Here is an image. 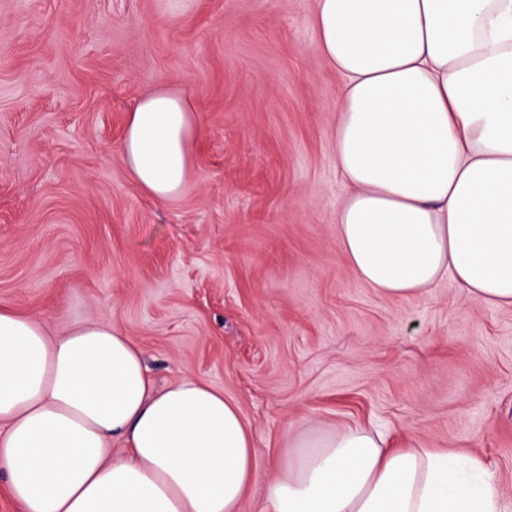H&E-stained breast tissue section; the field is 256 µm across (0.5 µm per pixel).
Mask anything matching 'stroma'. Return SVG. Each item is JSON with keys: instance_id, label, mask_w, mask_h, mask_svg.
I'll list each match as a JSON object with an SVG mask.
<instances>
[{"instance_id": "1", "label": "stroma", "mask_w": 512, "mask_h": 512, "mask_svg": "<svg viewBox=\"0 0 512 512\" xmlns=\"http://www.w3.org/2000/svg\"><path fill=\"white\" fill-rule=\"evenodd\" d=\"M315 0H0V305L56 332L104 318L158 387L235 401L269 512L288 422L375 425L480 459L512 512V308L446 278L419 299L359 281L336 238L341 78ZM196 116L192 173L158 202L125 120L159 85Z\"/></svg>"}]
</instances>
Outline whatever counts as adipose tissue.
<instances>
[{
  "label": "adipose tissue",
  "instance_id": "1",
  "mask_svg": "<svg viewBox=\"0 0 512 512\" xmlns=\"http://www.w3.org/2000/svg\"><path fill=\"white\" fill-rule=\"evenodd\" d=\"M342 78L332 137L342 254L386 298L450 277L512 308V0H315ZM186 94L130 112L121 151L156 201L191 174ZM272 512H500L481 462L392 449L360 425L292 432L272 461ZM0 471L23 512H242L257 482L239 405L191 377L156 389L143 351L105 320L61 336L0 307Z\"/></svg>",
  "mask_w": 512,
  "mask_h": 512
}]
</instances>
